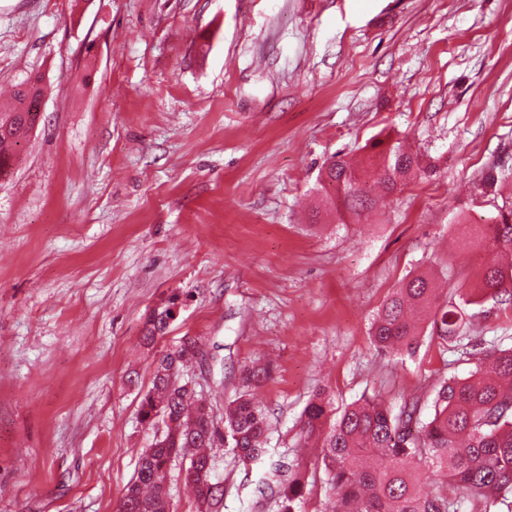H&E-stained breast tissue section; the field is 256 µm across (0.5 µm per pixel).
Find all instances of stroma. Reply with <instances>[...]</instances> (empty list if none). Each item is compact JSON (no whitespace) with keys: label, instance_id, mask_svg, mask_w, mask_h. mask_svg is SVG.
I'll return each instance as SVG.
<instances>
[{"label":"stroma","instance_id":"stroma-1","mask_svg":"<svg viewBox=\"0 0 512 512\" xmlns=\"http://www.w3.org/2000/svg\"><path fill=\"white\" fill-rule=\"evenodd\" d=\"M31 75L42 117L0 172V512H117L152 363L185 336L219 428L243 367L271 364L251 394L271 459L306 465L303 512L331 506L299 436L315 392L426 416L512 347L493 299L466 307L464 349L425 332L390 358L369 335L403 280L452 291L490 259L456 219L488 223L474 185L512 166V0H0V93ZM374 138L435 170L339 223L319 171ZM213 453L221 512H248L260 469ZM174 303V297H169L161 311H154L151 316H149L145 339L151 344L156 342L158 338L163 337L162 335L168 326L167 318L169 317L170 305H173Z\"/></svg>","mask_w":512,"mask_h":512}]
</instances>
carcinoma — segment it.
I'll return each mask as SVG.
<instances>
[{
  "instance_id": "carcinoma-1",
  "label": "carcinoma",
  "mask_w": 512,
  "mask_h": 512,
  "mask_svg": "<svg viewBox=\"0 0 512 512\" xmlns=\"http://www.w3.org/2000/svg\"><path fill=\"white\" fill-rule=\"evenodd\" d=\"M43 97L40 80H28L15 92V104L5 116L10 127L0 131V169L10 165L11 150L29 133L23 114ZM367 162L376 183L387 191L431 171L418 154L399 141H373ZM512 179V168L495 166L479 180L478 195L498 198ZM320 188L343 206L340 215L361 217L374 208L372 186L363 167L336 156L325 168ZM488 224H473L468 244H489L512 256V194L502 197ZM458 302L441 299L434 277L419 274L397 289L377 312L370 326L375 349L388 357L415 348L422 324L444 342L467 338L470 325L463 307L483 299L512 298V264H488L469 285H460ZM149 316L145 339L164 334L170 305ZM200 348L187 336L179 347L158 359L151 387L140 401L143 423H164L138 461L135 479L127 486L119 512H171L166 484L172 459L192 451L184 479L195 493L197 512H217L223 492L214 482L210 449L218 440L233 448L245 465L264 462L267 416L248 397L247 389L272 376V369L245 367L244 391L224 404V430L201 408L185 401L171 383L180 377ZM489 370L476 367L464 379L450 377L436 390L432 412L420 415V400L406 401L393 412L373 396L355 401L334 414L332 402L315 395L301 416V438L321 448L325 484L334 496L333 512H512V348L485 354ZM258 499L273 494L279 512H301L304 474L272 462L264 472Z\"/></svg>"
}]
</instances>
